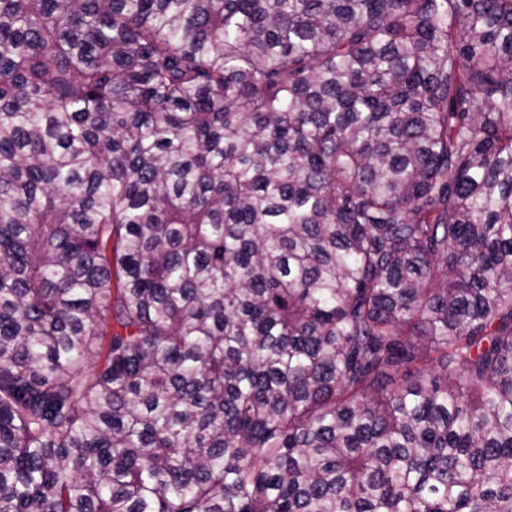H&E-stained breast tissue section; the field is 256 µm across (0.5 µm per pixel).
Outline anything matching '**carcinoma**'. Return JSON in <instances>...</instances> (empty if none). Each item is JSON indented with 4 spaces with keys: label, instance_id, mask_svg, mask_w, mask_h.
Returning a JSON list of instances; mask_svg holds the SVG:
<instances>
[{
    "label": "carcinoma",
    "instance_id": "obj_1",
    "mask_svg": "<svg viewBox=\"0 0 512 512\" xmlns=\"http://www.w3.org/2000/svg\"><path fill=\"white\" fill-rule=\"evenodd\" d=\"M0 512H512V0H0Z\"/></svg>",
    "mask_w": 512,
    "mask_h": 512
}]
</instances>
